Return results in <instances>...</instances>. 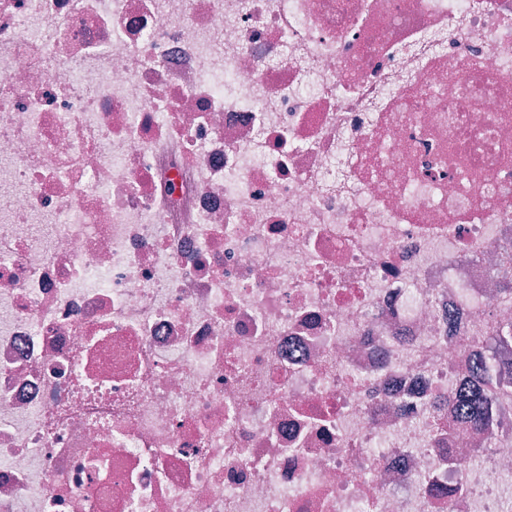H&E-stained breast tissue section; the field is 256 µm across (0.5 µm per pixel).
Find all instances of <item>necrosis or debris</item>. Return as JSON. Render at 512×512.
<instances>
[{
  "label": "necrosis or debris",
  "instance_id": "obj_1",
  "mask_svg": "<svg viewBox=\"0 0 512 512\" xmlns=\"http://www.w3.org/2000/svg\"><path fill=\"white\" fill-rule=\"evenodd\" d=\"M512 0H0V512H505ZM486 354L467 379L448 395V406L459 411L478 429L488 428L498 417L497 392L512 391V326H501L486 337ZM497 361L492 374L490 364Z\"/></svg>",
  "mask_w": 512,
  "mask_h": 512
}]
</instances>
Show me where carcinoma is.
I'll return each mask as SVG.
<instances>
[{"mask_svg": "<svg viewBox=\"0 0 512 512\" xmlns=\"http://www.w3.org/2000/svg\"><path fill=\"white\" fill-rule=\"evenodd\" d=\"M486 354L467 379L448 395V406L478 429L498 417L495 394L512 391V326H501L486 337Z\"/></svg>", "mask_w": 512, "mask_h": 512, "instance_id": "cac0c4a2", "label": "carcinoma"}]
</instances>
